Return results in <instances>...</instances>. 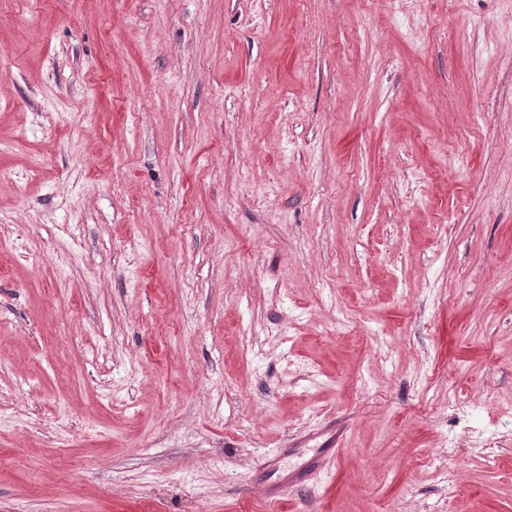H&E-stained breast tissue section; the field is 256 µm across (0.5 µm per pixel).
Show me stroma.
<instances>
[{"label":"stroma","mask_w":512,"mask_h":512,"mask_svg":"<svg viewBox=\"0 0 512 512\" xmlns=\"http://www.w3.org/2000/svg\"><path fill=\"white\" fill-rule=\"evenodd\" d=\"M329 430L277 512H512V0H0V512Z\"/></svg>","instance_id":"stroma-1"}]
</instances>
